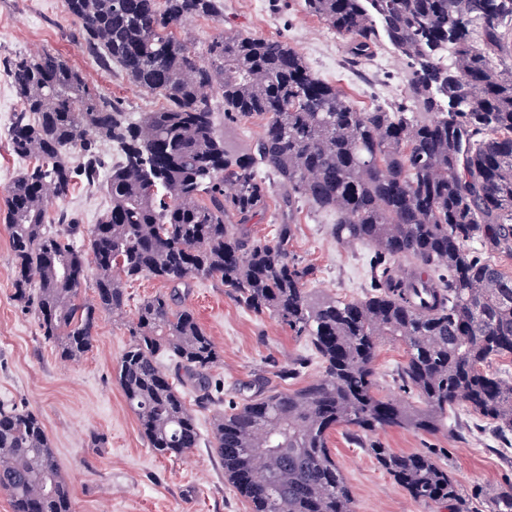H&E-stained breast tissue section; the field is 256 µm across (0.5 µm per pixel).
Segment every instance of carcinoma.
Masks as SVG:
<instances>
[{
    "mask_svg": "<svg viewBox=\"0 0 512 512\" xmlns=\"http://www.w3.org/2000/svg\"><path fill=\"white\" fill-rule=\"evenodd\" d=\"M88 53L166 106L134 118L90 88L59 54L9 62L21 108L8 130L29 161L4 188L13 298L59 358L92 351L99 318L123 310L126 285L167 290L136 306L117 382L150 448L182 457L202 434L195 411L224 403L219 359L181 304L197 280H218L246 309L309 341L321 376L295 390L257 389L215 418L208 446L251 512H355L329 442L338 428L416 502L460 508L457 481L425 454L399 455L363 433H434L464 409L512 434V0H304L307 13L369 59L385 39L410 69L402 103L353 108L288 42L224 31L202 49L181 40L188 17L215 20L223 0H66ZM224 109V130L216 110ZM261 135L238 148L227 131L249 118ZM109 144L121 160L98 151ZM265 172L284 189L278 224L250 238L268 208ZM110 203L94 224L50 203L76 182ZM304 202L336 214L340 243L374 248L372 290L357 301L306 288L312 268L290 257ZM94 270V297L81 288ZM38 291L32 292L33 285ZM405 345L398 370L417 404L376 394L382 339ZM165 353L173 367L162 369ZM191 388L188 406L180 387ZM0 490L12 512H74L52 442L31 412L0 408ZM489 512H512V491Z\"/></svg>",
    "mask_w": 512,
    "mask_h": 512,
    "instance_id": "cac0c4a2",
    "label": "carcinoma"
}]
</instances>
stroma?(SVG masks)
I'll use <instances>...</instances> for the list:
<instances>
[{"mask_svg": "<svg viewBox=\"0 0 512 512\" xmlns=\"http://www.w3.org/2000/svg\"><path fill=\"white\" fill-rule=\"evenodd\" d=\"M223 30L268 38H287L322 79L336 84L351 105L366 109L400 101L409 68L389 47L353 63L346 39L308 15L302 0H224V18L183 19L178 31L196 46ZM64 56L83 71L91 88L119 100L131 115L156 110L162 98L130 86L119 71L99 69L83 47L79 27L64 0H0V188L24 165L7 147L8 129L20 102L8 77L9 62L35 50ZM108 199L102 191L76 186L54 201L80 223H96ZM0 203V404L35 413L53 444L62 476L71 487L76 512H250L230 486L224 468L208 446L180 458L149 448L116 379L119 358L129 341L134 307L102 314L96 345L79 362H62L42 337L34 315L13 300L9 234ZM291 254L313 269L309 289L340 300L362 299L371 286V246L344 245L332 234L335 214L299 205ZM219 354L212 370L224 385V404L241 400L243 385L265 377L271 388L294 389L317 379L320 368L309 343L277 318L245 309L213 280L194 283L184 300ZM300 373L284 372L298 359ZM404 347L382 340L375 361L377 389L397 400L406 394L396 376ZM449 431L432 434L386 429L369 433L397 454L423 453L443 466L459 484L471 512H488L494 494L512 489V447L459 411L449 415ZM103 439L91 445L92 435ZM329 447L353 492L356 512H449L447 504L415 502L376 460L337 429Z\"/></svg>", "mask_w": 512, "mask_h": 512, "instance_id": "obj_1", "label": "stroma"}]
</instances>
